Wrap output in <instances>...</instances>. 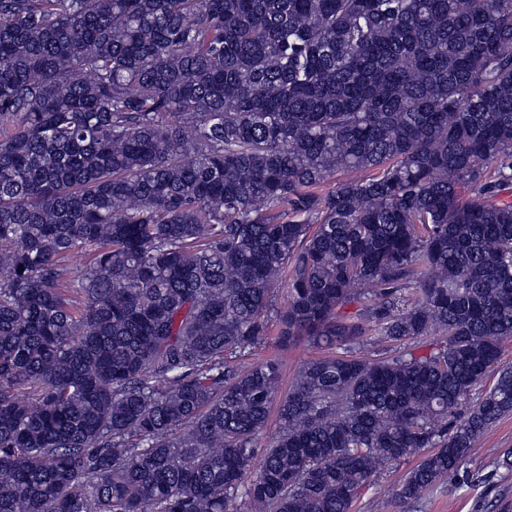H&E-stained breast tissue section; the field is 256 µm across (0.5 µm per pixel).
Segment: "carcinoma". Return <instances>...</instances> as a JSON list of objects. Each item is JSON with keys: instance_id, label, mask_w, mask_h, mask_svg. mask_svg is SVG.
Instances as JSON below:
<instances>
[{"instance_id": "obj_1", "label": "carcinoma", "mask_w": 512, "mask_h": 512, "mask_svg": "<svg viewBox=\"0 0 512 512\" xmlns=\"http://www.w3.org/2000/svg\"><path fill=\"white\" fill-rule=\"evenodd\" d=\"M509 186L512 0H0V512L416 500L512 413ZM272 320L344 350L281 399Z\"/></svg>"}]
</instances>
